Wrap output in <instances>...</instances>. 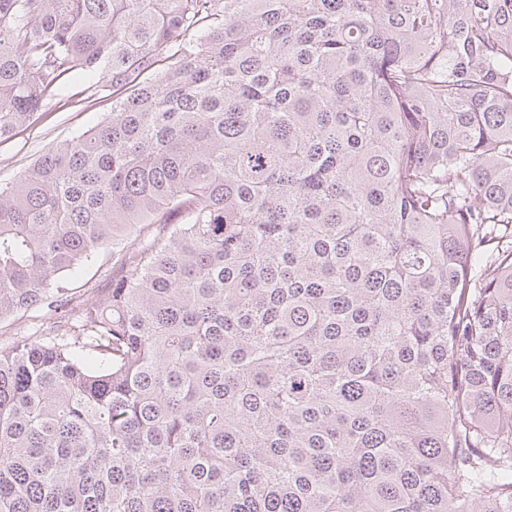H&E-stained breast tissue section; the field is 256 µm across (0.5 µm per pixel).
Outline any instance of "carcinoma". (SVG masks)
I'll use <instances>...</instances> for the list:
<instances>
[{
    "instance_id": "cac0c4a2",
    "label": "carcinoma",
    "mask_w": 512,
    "mask_h": 512,
    "mask_svg": "<svg viewBox=\"0 0 512 512\" xmlns=\"http://www.w3.org/2000/svg\"><path fill=\"white\" fill-rule=\"evenodd\" d=\"M68 78L0 512H512V0H0V143ZM112 263L109 262L99 268L98 265L87 268L81 277L75 280L72 287L77 288L74 291L81 290V293L86 288H110L112 282Z\"/></svg>"
}]
</instances>
